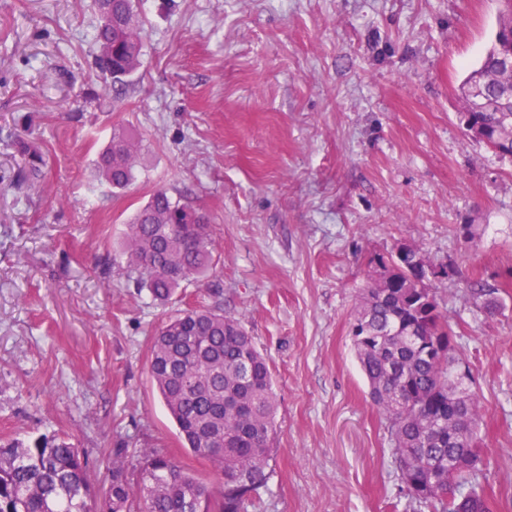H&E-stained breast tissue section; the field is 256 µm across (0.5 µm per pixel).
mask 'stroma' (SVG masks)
Listing matches in <instances>:
<instances>
[{
    "instance_id": "stroma-1",
    "label": "stroma",
    "mask_w": 512,
    "mask_h": 512,
    "mask_svg": "<svg viewBox=\"0 0 512 512\" xmlns=\"http://www.w3.org/2000/svg\"><path fill=\"white\" fill-rule=\"evenodd\" d=\"M499 9L141 0L143 65L115 103L91 67V0H0V438L64 435L102 494L117 448L130 473L156 448L219 487L149 373L156 329L203 304L240 318L270 364L260 512H427L410 503L349 338L370 253L414 243L463 273L437 293L462 316L481 452L497 512H512V295L490 317L464 286L512 270V158L466 136L458 92ZM116 125L145 155L115 196L92 160ZM26 126L48 166L21 193L4 139ZM159 188L207 214L217 256L164 305L123 256L128 219Z\"/></svg>"
}]
</instances>
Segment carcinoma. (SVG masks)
Segmentation results:
<instances>
[{
	"label": "carcinoma",
	"mask_w": 512,
	"mask_h": 512,
	"mask_svg": "<svg viewBox=\"0 0 512 512\" xmlns=\"http://www.w3.org/2000/svg\"><path fill=\"white\" fill-rule=\"evenodd\" d=\"M138 5L93 0L94 66L114 99L126 96L141 67ZM510 30L512 6L501 0L494 40L459 93L469 113L466 135L512 157V71L502 64ZM6 146L13 149L15 187H34L47 167L43 150L18 134L7 135ZM142 151L126 127L113 126L94 161L98 180L127 188ZM124 244L129 277L160 303L204 278L215 261L206 213L164 190L137 209ZM459 275L453 263L431 265L418 245L372 253L349 335L369 397L389 423L409 495L431 512H493L479 448L480 401L471 388L458 387L456 372L465 362L433 286ZM511 288L512 275L467 283L470 298L490 316L502 307L500 293ZM150 376L184 447L221 473V491L154 451L144 457L135 485L114 461L101 497L82 451L56 434L41 435L0 444V512H258L255 493L269 479L277 398L268 362L242 322L204 307L170 318L152 337Z\"/></svg>",
	"instance_id": "obj_1"
}]
</instances>
